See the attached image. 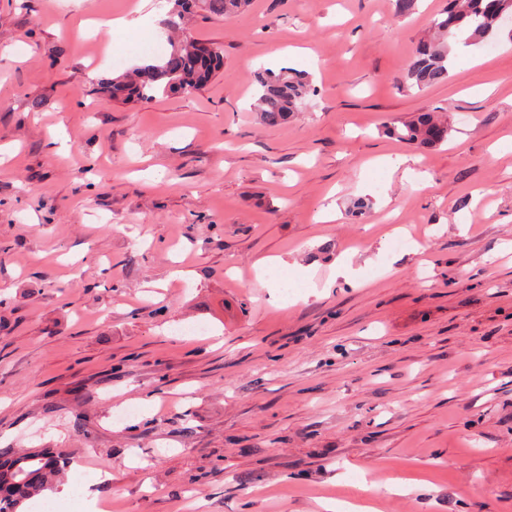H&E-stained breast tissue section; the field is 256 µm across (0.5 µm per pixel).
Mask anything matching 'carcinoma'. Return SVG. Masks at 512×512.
I'll use <instances>...</instances> for the list:
<instances>
[{"mask_svg": "<svg viewBox=\"0 0 512 512\" xmlns=\"http://www.w3.org/2000/svg\"><path fill=\"white\" fill-rule=\"evenodd\" d=\"M512 16V0H450L441 17L433 21L436 37L423 40L416 47L405 71L410 86L421 90L448 81V40L486 43L501 38L495 14L489 4ZM249 0H174L165 25L177 26L180 18L199 7L229 20L248 6ZM224 67V47L216 43L189 40L172 44L169 55L157 65L139 68L101 83L100 93L116 101H152L158 95L170 96L186 86H205ZM314 89L307 74L293 68L257 73L253 110L266 125L276 126L306 105ZM387 132L423 148H432L448 139V124L435 113H418L404 125V130L390 125ZM69 462L50 450H15L0 462V512H19L22 505L51 488L68 468Z\"/></svg>", "mask_w": 512, "mask_h": 512, "instance_id": "1", "label": "carcinoma"}]
</instances>
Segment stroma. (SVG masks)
<instances>
[{
    "label": "stroma",
    "instance_id": "1",
    "mask_svg": "<svg viewBox=\"0 0 512 512\" xmlns=\"http://www.w3.org/2000/svg\"><path fill=\"white\" fill-rule=\"evenodd\" d=\"M447 5L197 10L223 71L140 104L95 86L161 60L127 47L170 0H0V449H60L112 512H512V42L409 87ZM262 67L311 78L288 124L250 109ZM425 110L440 146L385 133Z\"/></svg>",
    "mask_w": 512,
    "mask_h": 512
}]
</instances>
